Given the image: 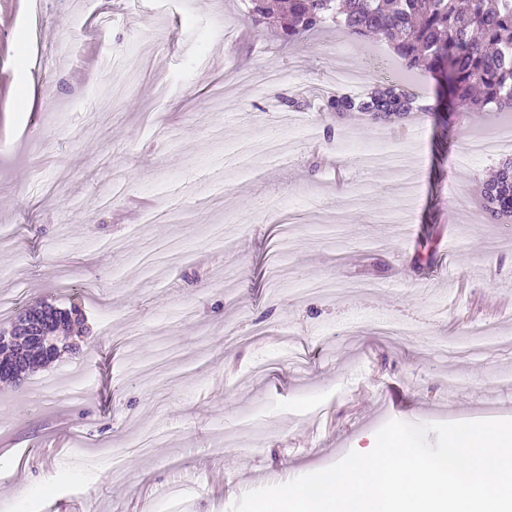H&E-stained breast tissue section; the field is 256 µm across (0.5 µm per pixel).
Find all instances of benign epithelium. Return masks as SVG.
Segmentation results:
<instances>
[{
	"instance_id": "7a95c632",
	"label": "benign epithelium",
	"mask_w": 512,
	"mask_h": 512,
	"mask_svg": "<svg viewBox=\"0 0 512 512\" xmlns=\"http://www.w3.org/2000/svg\"><path fill=\"white\" fill-rule=\"evenodd\" d=\"M49 314L41 307L25 310L9 336H0V374L22 382L28 372L39 367L60 348Z\"/></svg>"
}]
</instances>
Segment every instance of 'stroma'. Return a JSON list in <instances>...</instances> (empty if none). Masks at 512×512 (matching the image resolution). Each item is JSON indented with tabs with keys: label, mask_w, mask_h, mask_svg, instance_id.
I'll use <instances>...</instances> for the list:
<instances>
[{
	"label": "stroma",
	"mask_w": 512,
	"mask_h": 512,
	"mask_svg": "<svg viewBox=\"0 0 512 512\" xmlns=\"http://www.w3.org/2000/svg\"><path fill=\"white\" fill-rule=\"evenodd\" d=\"M250 8L0 0V329L84 315L0 382V512H230L401 416L512 419V222L480 209L512 149L454 163L512 112L336 119V64L389 43H291ZM272 133L287 164L227 158ZM410 181L412 223H383Z\"/></svg>",
	"instance_id": "obj_1"
}]
</instances>
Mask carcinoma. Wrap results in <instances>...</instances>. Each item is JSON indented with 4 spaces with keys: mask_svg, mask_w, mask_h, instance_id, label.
<instances>
[{
    "mask_svg": "<svg viewBox=\"0 0 512 512\" xmlns=\"http://www.w3.org/2000/svg\"><path fill=\"white\" fill-rule=\"evenodd\" d=\"M252 22L289 18L283 38L295 41L332 21L355 37L391 41L405 69L425 72L438 88L435 106L418 104L400 84L361 94L338 91L327 111L343 119H401L426 111L442 124L477 109L512 110V0H251ZM486 214L512 220V159L482 186Z\"/></svg>",
    "mask_w": 512,
    "mask_h": 512,
    "instance_id": "obj_1",
    "label": "carcinoma"
}]
</instances>
